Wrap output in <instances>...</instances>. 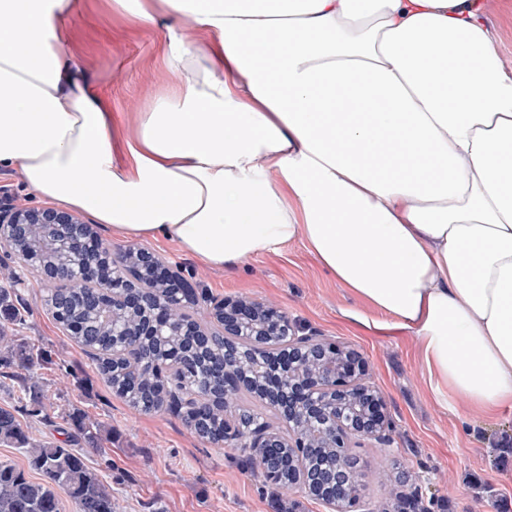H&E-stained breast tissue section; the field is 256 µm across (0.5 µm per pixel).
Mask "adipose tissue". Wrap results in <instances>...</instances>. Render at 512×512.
Returning <instances> with one entry per match:
<instances>
[{"label":"adipose tissue","instance_id":"obj_1","mask_svg":"<svg viewBox=\"0 0 512 512\" xmlns=\"http://www.w3.org/2000/svg\"><path fill=\"white\" fill-rule=\"evenodd\" d=\"M70 6L0 0V168L219 269L302 238L419 337L439 396L512 404V74L484 0H136L193 78L140 113L122 166Z\"/></svg>","mask_w":512,"mask_h":512}]
</instances>
